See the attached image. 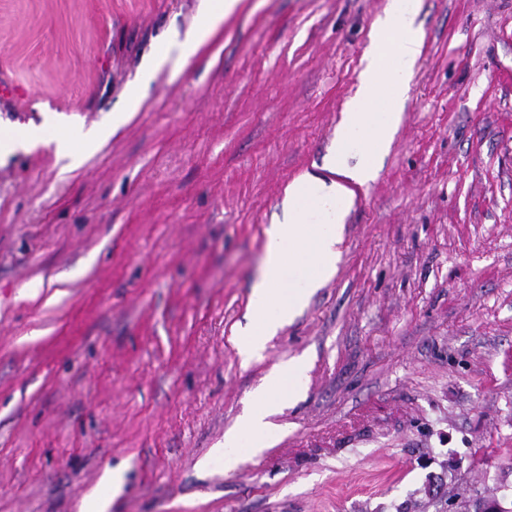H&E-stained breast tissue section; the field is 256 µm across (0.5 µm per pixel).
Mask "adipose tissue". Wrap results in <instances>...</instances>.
<instances>
[{"label":"adipose tissue","instance_id":"1","mask_svg":"<svg viewBox=\"0 0 512 512\" xmlns=\"http://www.w3.org/2000/svg\"><path fill=\"white\" fill-rule=\"evenodd\" d=\"M205 2L199 26L175 42L179 61L194 56L220 30L240 0ZM420 7L421 0H388L374 23L357 89L342 112L336 145L323 172H303L285 190L284 217L267 230L265 256L252 288L251 308L258 325L248 330L239 344L243 363L258 357L336 270L343 224L355 189L375 178L371 159L387 152L399 125L395 104L405 97L422 51L424 33L417 21ZM356 150L365 153V161L351 163ZM294 264L302 269L296 280L287 275ZM303 372L299 361L274 366L244 410L237 429L225 434L223 447L213 449V457L230 467L235 460L226 451L236 446L240 434L264 441L273 428L270 418L277 404L293 394Z\"/></svg>","mask_w":512,"mask_h":512}]
</instances>
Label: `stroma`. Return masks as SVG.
I'll return each mask as SVG.
<instances>
[{"mask_svg":"<svg viewBox=\"0 0 512 512\" xmlns=\"http://www.w3.org/2000/svg\"><path fill=\"white\" fill-rule=\"evenodd\" d=\"M203 3L0 0V127L35 139L0 158V512H80L109 468V512H479L512 487V0H422L336 272L246 365L266 230L387 0H242L175 63ZM72 127L110 132L74 166ZM294 358L268 447L201 467Z\"/></svg>","mask_w":512,"mask_h":512,"instance_id":"stroma-1","label":"stroma"}]
</instances>
